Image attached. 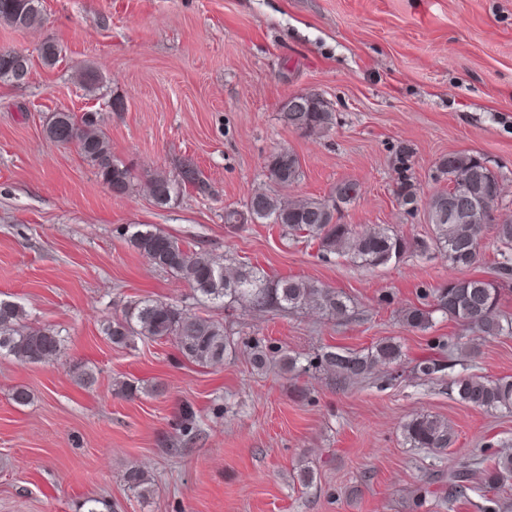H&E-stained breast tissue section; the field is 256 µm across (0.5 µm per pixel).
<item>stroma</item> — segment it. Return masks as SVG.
<instances>
[{
  "label": "stroma",
  "mask_w": 512,
  "mask_h": 512,
  "mask_svg": "<svg viewBox=\"0 0 512 512\" xmlns=\"http://www.w3.org/2000/svg\"><path fill=\"white\" fill-rule=\"evenodd\" d=\"M43 15L29 29L0 21V49L27 55L31 70L26 83L0 81V300L20 304L25 325L58 331L63 348L51 362L0 355V512H79L89 497L111 512H482L487 460L512 453V412L462 404L451 384L512 375V335L476 341L438 313L418 331L403 316L450 281L490 276L495 234L472 268L421 253L426 209L407 211L395 189L399 158L426 199L448 187L442 156L476 155L502 177L499 217L512 221V0H43ZM48 41L59 50L51 66ZM87 70L101 78L92 94L80 82ZM298 91L329 102V132L302 136L281 120ZM117 97L124 111L112 110ZM57 109L100 114L114 159L132 171L126 196L114 197L75 146L47 138ZM283 147L301 162L290 196L323 199L359 182L343 222L393 227L410 243L400 262L367 269L275 224L228 227L225 210L266 187L265 161ZM186 160L206 192L156 205L149 176L176 175ZM131 224L227 265L334 288L349 312L201 301L127 243ZM140 299L223 324L234 352L202 366L167 338L113 344L103 323ZM384 340L401 360L357 382L277 364L328 346L365 354ZM257 343L272 357L262 370L251 362ZM429 358L442 369L426 377L418 365ZM83 370L92 388L79 384ZM125 381L137 396L116 394ZM19 387L27 405L12 399ZM187 405L196 418L186 432ZM419 415L446 421L452 445L410 447L403 426ZM134 464L152 484L143 498L123 480ZM463 465L474 490L447 504L448 475Z\"/></svg>",
  "instance_id": "obj_1"
}]
</instances>
